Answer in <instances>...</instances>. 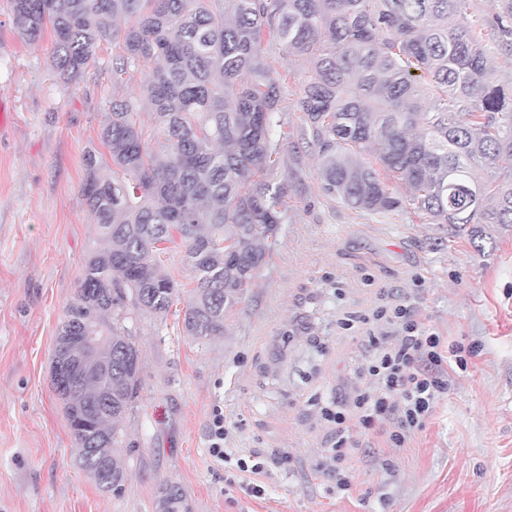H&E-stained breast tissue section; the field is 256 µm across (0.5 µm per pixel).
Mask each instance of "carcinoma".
I'll use <instances>...</instances> for the list:
<instances>
[{
	"label": "carcinoma",
	"mask_w": 512,
	"mask_h": 512,
	"mask_svg": "<svg viewBox=\"0 0 512 512\" xmlns=\"http://www.w3.org/2000/svg\"><path fill=\"white\" fill-rule=\"evenodd\" d=\"M472 0H11L18 36L50 30L55 72L79 78L101 43L112 70L150 68L153 132L132 100L112 101L101 129L110 159L83 154V204L107 247L91 252L66 308L52 365L90 373L57 392L98 487L124 485L115 448L138 387L129 315L161 319L184 302L182 329L224 335L286 221L285 184L270 177L284 146L280 75L271 51L312 61L298 100L322 155L323 191L351 209L410 206L433 224L483 241L512 226V81L491 77ZM512 56V0L491 24ZM428 76L422 85L415 72ZM177 244L194 288L180 295L160 254ZM100 336L86 349L84 328ZM157 512H189L181 486Z\"/></svg>",
	"instance_id": "cac0c4a2"
}]
</instances>
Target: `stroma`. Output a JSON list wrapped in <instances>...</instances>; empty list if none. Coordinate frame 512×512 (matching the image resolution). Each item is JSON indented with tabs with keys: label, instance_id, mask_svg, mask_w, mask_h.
<instances>
[{
	"label": "stroma",
	"instance_id": "stroma-1",
	"mask_svg": "<svg viewBox=\"0 0 512 512\" xmlns=\"http://www.w3.org/2000/svg\"><path fill=\"white\" fill-rule=\"evenodd\" d=\"M51 32L36 43L13 29L0 0V512H156L160 487L184 490L192 512H512V227L483 251L413 210L367 214L321 188L320 153L297 108L310 64L278 58L281 129L275 167L288 219L224 335L196 340L175 314L128 320L140 350L137 394L118 450L128 480L105 493L79 469L50 382L59 324L84 260L102 242L81 202L86 148H101L113 95L140 97L143 74L115 83L112 44L77 80L50 66ZM410 299L443 346L448 393L408 448L370 437L355 453L350 490L319 464L331 443L321 408L352 394L366 354L367 317ZM224 446L209 453L214 408ZM259 451L266 474L235 458ZM257 482L264 495H249ZM227 429L224 427V414L221 409H214L210 428V455L218 461L228 462L230 454L224 448Z\"/></svg>",
	"mask_w": 512,
	"mask_h": 512
}]
</instances>
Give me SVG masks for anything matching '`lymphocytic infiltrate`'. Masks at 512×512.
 <instances>
[{"label":"lymphocytic infiltrate","mask_w":512,"mask_h":512,"mask_svg":"<svg viewBox=\"0 0 512 512\" xmlns=\"http://www.w3.org/2000/svg\"><path fill=\"white\" fill-rule=\"evenodd\" d=\"M376 317L395 328L394 340L364 336L368 358L359 371L358 387L349 398L335 399L322 409L335 435L327 474L340 492L348 491L354 479L350 450L357 445L355 432L378 433L390 447H404L424 429L448 391L440 336L429 332L404 304L379 311Z\"/></svg>","instance_id":"lymphocytic-infiltrate-1"}]
</instances>
